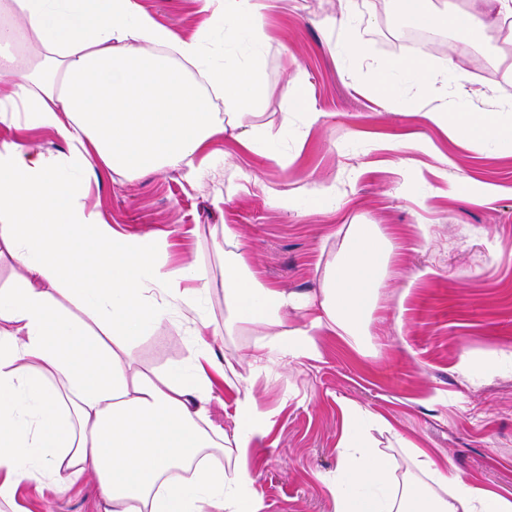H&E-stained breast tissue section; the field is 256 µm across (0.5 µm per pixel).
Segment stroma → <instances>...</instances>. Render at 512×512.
Masks as SVG:
<instances>
[{
    "instance_id": "1",
    "label": "stroma",
    "mask_w": 512,
    "mask_h": 512,
    "mask_svg": "<svg viewBox=\"0 0 512 512\" xmlns=\"http://www.w3.org/2000/svg\"><path fill=\"white\" fill-rule=\"evenodd\" d=\"M183 39L201 24L197 0H137ZM329 0H271L270 36L259 56L265 93L245 124L256 126L280 161L241 150L218 136L214 155L196 178L179 170L134 177L104 172L87 199L125 233L164 235L175 247L167 262L204 268L208 290L199 315L174 311L171 322L131 343L134 367L154 376L188 365L201 320L218 329L221 358L244 357L251 337L224 328V240L239 235L251 264L272 284L315 291L351 224H375L395 246L363 350L339 336L320 337L315 360L275 366L253 378L260 410L275 424L250 443L248 464L263 512H332L323 482L336 467L340 404L356 403L438 460H451L486 489L512 497V147L490 139L473 145L424 123L435 99L458 104L448 51L465 52L471 85L512 94V45L499 36L476 45L441 31L447 50L430 65L436 81L398 78L381 102L366 87L368 65L413 57L402 44L404 21L384 0H355L348 23L325 25ZM360 44L363 56L349 53ZM306 94L320 118L305 143L289 95ZM431 139L434 153L418 151ZM251 178L238 188L236 174ZM465 176L495 185L494 196L448 194ZM336 201L318 198L320 185ZM291 197L293 209L276 199ZM427 233H420V225ZM92 474L76 480L21 481L6 512H98Z\"/></svg>"
}]
</instances>
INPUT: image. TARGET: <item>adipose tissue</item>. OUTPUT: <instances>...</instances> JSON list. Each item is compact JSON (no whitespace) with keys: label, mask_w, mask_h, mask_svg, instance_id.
Segmentation results:
<instances>
[{"label":"adipose tissue","mask_w":512,"mask_h":512,"mask_svg":"<svg viewBox=\"0 0 512 512\" xmlns=\"http://www.w3.org/2000/svg\"><path fill=\"white\" fill-rule=\"evenodd\" d=\"M218 1L225 44L245 31L267 42L268 0H199L201 13ZM11 2L18 20L0 24V122L16 123L11 104L25 119L17 140L0 145V262L23 273L0 289V501L20 479L90 472L103 512H261L245 450L268 418L238 368L218 361L201 330L189 366L162 377L135 369L127 347L174 310H196L205 274L191 263L169 270L165 239L119 233L85 202L101 168L196 174L211 141L229 128L242 148L262 153L257 131L240 121L264 92L260 68L234 56L206 65L208 27L179 38L136 0ZM386 2L414 25L438 21L476 39L494 29L512 44V0H460L453 8L446 0ZM29 31L40 35L45 55L23 71L14 49ZM187 63L203 70L208 91L187 78ZM397 72L433 78L423 56L379 63L368 78L381 101H389ZM216 96L223 111L213 108ZM422 118L473 143H512V124L490 110L441 102ZM34 129L67 144L64 162L28 143ZM222 234L227 322L253 336L251 370L318 358L326 333L358 340L393 250L374 225H349L314 294L269 284L236 233ZM62 296L82 302L87 321L63 311ZM295 313L301 323L292 327ZM219 379L241 390L230 435L209 420ZM388 427L382 416L344 405L336 468L324 478L333 512H512V499L402 437L378 448L371 433ZM228 441L236 455L226 464L216 452Z\"/></svg>","instance_id":"adipose-tissue-1"}]
</instances>
